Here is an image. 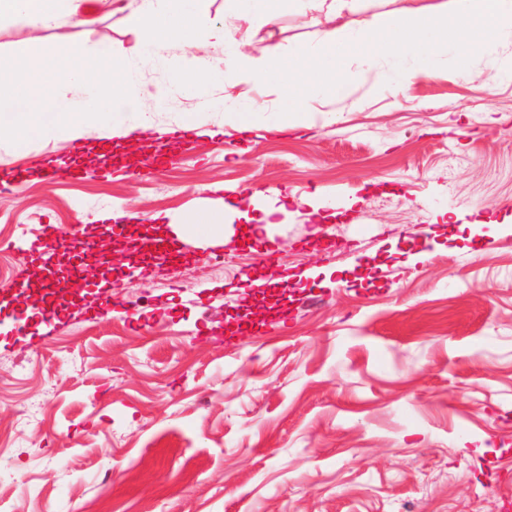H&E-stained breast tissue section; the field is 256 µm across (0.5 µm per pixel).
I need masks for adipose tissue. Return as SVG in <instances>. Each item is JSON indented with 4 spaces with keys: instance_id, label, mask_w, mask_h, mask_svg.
Here are the masks:
<instances>
[{
    "instance_id": "ef3b65f1",
    "label": "adipose tissue",
    "mask_w": 512,
    "mask_h": 512,
    "mask_svg": "<svg viewBox=\"0 0 512 512\" xmlns=\"http://www.w3.org/2000/svg\"><path fill=\"white\" fill-rule=\"evenodd\" d=\"M35 0H0V19L21 18L33 28L57 24L69 12L65 0L53 7L38 9ZM228 8L221 24L211 25L216 46L222 47L224 84L279 83L294 95L297 106L276 115L275 129L307 125L312 119V102L325 98L335 88L334 81L318 74L317 67L327 52L354 55L384 68L386 78L397 88L406 89L417 78L436 75L447 64L459 71L469 69L472 54L493 55L503 43H512V0H444L429 8H408L388 13L373 27L357 30L342 23L344 11L355 0H318L323 27L315 42L282 55L276 49L246 54L235 49L231 38L244 10L259 7L261 0H227ZM202 25L195 0H142L137 16L128 25V44L94 49L88 66L98 73V81L86 97L59 101L62 124L33 120L30 113L0 114V128L8 129L16 147H23L30 135L59 133L72 140L82 139L89 126H97L120 138L133 130L147 127L142 111L130 105L136 89L135 78L148 63L164 66L174 77H184L186 91L206 99L216 69L212 63L188 68L184 58L166 54L171 44L194 39ZM78 34L67 35L63 44L45 49L38 60L20 59L14 70L0 71V86H11L17 98H34L49 83L57 65L72 52ZM120 66H111V59ZM307 70L309 78L296 83L298 70Z\"/></svg>"
}]
</instances>
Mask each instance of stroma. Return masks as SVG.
<instances>
[{
	"instance_id": "35a3bbf8",
	"label": "stroma",
	"mask_w": 512,
	"mask_h": 512,
	"mask_svg": "<svg viewBox=\"0 0 512 512\" xmlns=\"http://www.w3.org/2000/svg\"><path fill=\"white\" fill-rule=\"evenodd\" d=\"M70 7L94 46L127 41L139 2ZM262 8L276 22L242 51L289 52L319 28L312 0ZM64 33L1 20L0 70ZM84 63L72 55L38 102L1 88L0 110L82 96L69 72ZM347 68L324 105L335 120L269 129L292 101L264 86L247 133L145 68L131 101L152 118L134 138L146 153L108 173L41 175L100 142L97 127L21 149L0 135V181L25 172L0 190V319L28 306L17 285L39 271L28 247L48 224L64 260L113 207L138 231L256 190L340 207L328 221L306 206L271 214L268 247L240 244V218L221 249L188 246L138 273L117 246L85 269L111 280V304L0 329V512H512V83L490 96L450 67L402 91ZM189 118L205 137L152 167Z\"/></svg>"
}]
</instances>
